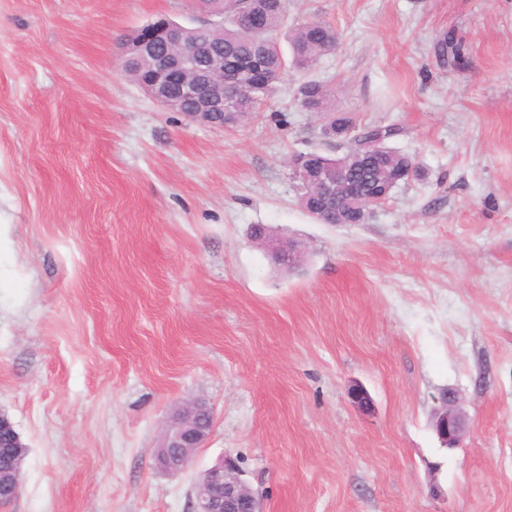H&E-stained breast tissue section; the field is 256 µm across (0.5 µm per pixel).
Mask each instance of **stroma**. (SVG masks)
Returning a JSON list of instances; mask_svg holds the SVG:
<instances>
[{
	"label": "stroma",
	"mask_w": 512,
	"mask_h": 512,
	"mask_svg": "<svg viewBox=\"0 0 512 512\" xmlns=\"http://www.w3.org/2000/svg\"><path fill=\"white\" fill-rule=\"evenodd\" d=\"M289 11L335 51L222 129L121 73L134 30L204 20L193 0H0V413L28 447L0 512H194L225 456L263 512H512V0ZM308 77L424 172L368 223L299 205L289 156L345 152L294 97ZM256 224L303 266L275 269ZM189 399L213 429L169 474ZM434 430L444 448H455L467 430V419L456 392L448 390L437 399ZM213 415L206 405L196 401L180 406L167 424L160 448H156L157 463L167 473L185 470L194 452L209 438Z\"/></svg>",
	"instance_id": "1"
}]
</instances>
